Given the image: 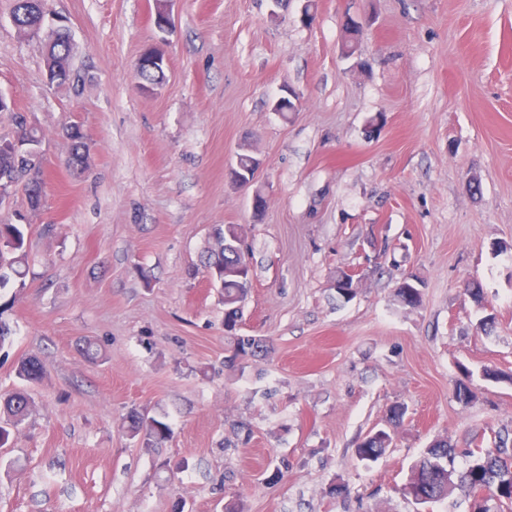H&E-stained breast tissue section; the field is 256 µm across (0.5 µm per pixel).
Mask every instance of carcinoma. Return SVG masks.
Wrapping results in <instances>:
<instances>
[{
	"label": "carcinoma",
	"instance_id": "carcinoma-1",
	"mask_svg": "<svg viewBox=\"0 0 512 512\" xmlns=\"http://www.w3.org/2000/svg\"><path fill=\"white\" fill-rule=\"evenodd\" d=\"M44 0H13L11 20L18 28L41 25ZM347 41L346 54L355 52L364 28L354 17L344 23ZM71 42L69 33L55 32L51 40L50 55L57 64L70 70ZM141 87L150 89L162 83L165 67L140 66L135 68ZM70 141V151L66 165L69 169L85 173L89 170V151L86 137L81 127L69 124L64 128ZM14 137L30 144H41L37 129L27 125L25 119L15 116ZM255 157L245 148L237 153L236 164L231 175L247 176L252 171ZM0 173L13 174L16 181L25 182L28 206L37 211L41 208L45 190L30 187L36 177L42 175L36 154L29 157L18 156L8 138H0ZM214 245L203 256V272L211 285L222 295L224 301V337L229 341L232 355L227 362L263 356L268 353L267 341L258 336L240 333V322L244 303L247 299L252 268L248 259L245 230L240 224L217 225L212 232ZM28 259L26 227L23 224L0 222V289L7 286L11 278L23 279V267ZM419 281L412 277L403 278L397 286L396 296L401 304L415 307L421 302L422 293ZM337 297L348 302L355 294V282L347 272L336 276ZM464 378L454 386L455 397L467 401L471 389L467 380L471 379L469 368L459 366ZM45 373L42 361L34 356L23 357L17 367V376L33 384L39 382ZM32 401L28 393L19 389L4 398L0 404V447L8 445L11 430L17 427L29 414ZM128 431L147 443L158 442L170 433L169 425L159 419L137 411L127 416ZM392 443L391 434L383 429L366 435L357 445V456L365 461L378 458ZM456 448L447 440L434 441L421 458L411 467L405 491L410 496L422 497L424 502H439L460 491L472 498L470 512H512V438L509 434L497 432L491 445L486 448L467 449L470 462L461 471L454 468Z\"/></svg>",
	"mask_w": 512,
	"mask_h": 512
}]
</instances>
